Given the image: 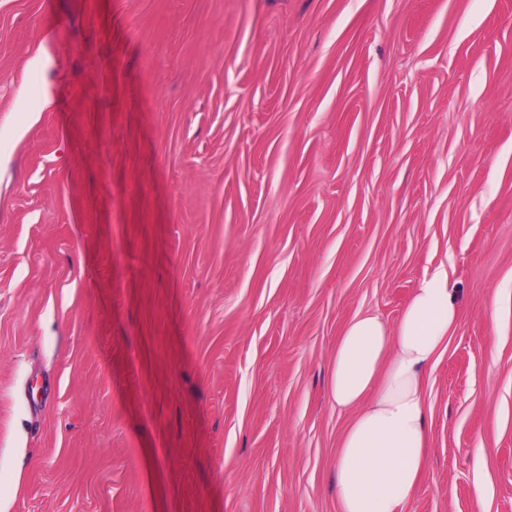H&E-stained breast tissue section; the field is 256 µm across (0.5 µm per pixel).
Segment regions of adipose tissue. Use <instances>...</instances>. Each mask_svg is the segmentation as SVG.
<instances>
[{
    "label": "adipose tissue",
    "mask_w": 512,
    "mask_h": 512,
    "mask_svg": "<svg viewBox=\"0 0 512 512\" xmlns=\"http://www.w3.org/2000/svg\"><path fill=\"white\" fill-rule=\"evenodd\" d=\"M458 320L439 268L414 290L395 327L370 312L343 327L328 368L329 396L351 414L336 454L340 512H405L426 468V374Z\"/></svg>",
    "instance_id": "ef3b65f1"
}]
</instances>
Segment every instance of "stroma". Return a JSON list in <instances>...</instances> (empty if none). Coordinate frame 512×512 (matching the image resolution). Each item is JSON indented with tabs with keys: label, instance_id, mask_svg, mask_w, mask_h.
Listing matches in <instances>:
<instances>
[{
	"label": "stroma",
	"instance_id": "obj_1",
	"mask_svg": "<svg viewBox=\"0 0 512 512\" xmlns=\"http://www.w3.org/2000/svg\"><path fill=\"white\" fill-rule=\"evenodd\" d=\"M440 266L407 512H512V0H0V512H339ZM458 320L448 273L437 268L395 327L370 312L343 327L328 368L330 399L352 414L336 454L340 512H406L426 468V374Z\"/></svg>",
	"mask_w": 512,
	"mask_h": 512
}]
</instances>
